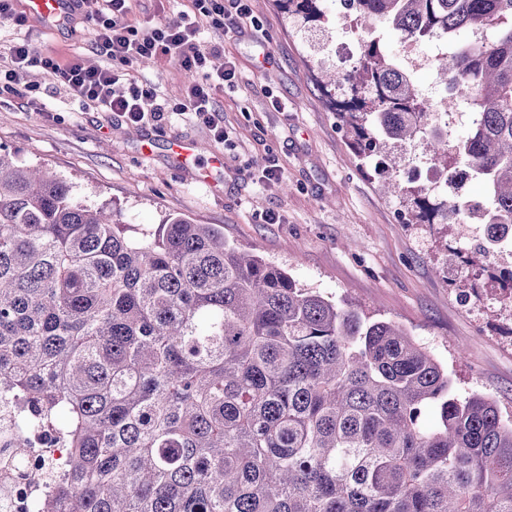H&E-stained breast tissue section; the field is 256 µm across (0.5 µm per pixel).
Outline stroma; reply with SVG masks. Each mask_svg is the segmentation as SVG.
Returning <instances> with one entry per match:
<instances>
[{
  "mask_svg": "<svg viewBox=\"0 0 512 512\" xmlns=\"http://www.w3.org/2000/svg\"><path fill=\"white\" fill-rule=\"evenodd\" d=\"M190 0H132L142 26L180 19ZM258 28L205 29L199 48L211 64L233 62L234 86L216 91L224 139L179 106L190 82L168 58L139 64L167 112L131 126L84 104L51 71L34 68L0 89V149L65 176L86 204L107 203L125 223L154 227L170 215L223 228L228 240L289 270L305 287L344 297L394 321L448 369L453 389L493 398L512 415V300L504 291H466L476 269L465 262L474 238L460 224H406L398 199L364 166L329 104L322 80L341 70L336 49L350 23L285 21L273 0H250ZM31 42L39 51L103 62L91 23L57 27L34 18L0 24V46ZM154 142L151 154L143 138ZM195 141L196 165H176L172 138ZM278 166L282 177L262 182Z\"/></svg>",
  "mask_w": 512,
  "mask_h": 512,
  "instance_id": "obj_1",
  "label": "stroma"
}]
</instances>
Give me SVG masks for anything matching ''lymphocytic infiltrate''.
<instances>
[{
    "label": "lymphocytic infiltrate",
    "mask_w": 512,
    "mask_h": 512,
    "mask_svg": "<svg viewBox=\"0 0 512 512\" xmlns=\"http://www.w3.org/2000/svg\"><path fill=\"white\" fill-rule=\"evenodd\" d=\"M130 12L131 0H84V16L95 27V43L106 65L88 67L75 58L62 60L23 40L8 48L11 67L5 79L17 80L31 67L53 70L75 97L138 124L148 117H163L165 108L154 87L126 82L125 73L136 63L166 55L192 78L181 111L194 114L216 138H223L224 115L215 106L214 93L234 85L236 71L230 65L211 70L197 37L207 27L241 31L250 17L247 0H192L191 13L180 20L148 26L130 24Z\"/></svg>",
    "instance_id": "1"
}]
</instances>
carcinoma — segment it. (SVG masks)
Segmentation results:
<instances>
[{
  "label": "carcinoma",
  "mask_w": 512,
  "mask_h": 512,
  "mask_svg": "<svg viewBox=\"0 0 512 512\" xmlns=\"http://www.w3.org/2000/svg\"><path fill=\"white\" fill-rule=\"evenodd\" d=\"M421 43L441 31L437 72L474 115L454 145L388 42L325 86L352 145L409 224L487 228L476 278L512 227V0H350ZM322 22L327 0H276ZM429 141L461 162L479 201L403 181L386 147ZM0 402L13 445L52 425L69 451L32 512H512V417L452 391L404 328L306 288L212 224L154 229L90 206L43 165L0 152Z\"/></svg>",
  "instance_id": "cac0c4a2"
}]
</instances>
